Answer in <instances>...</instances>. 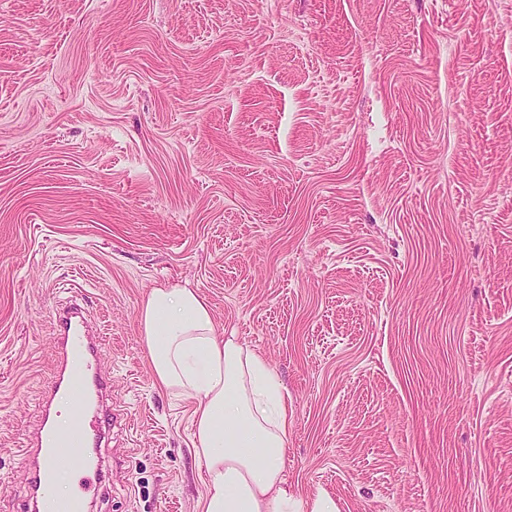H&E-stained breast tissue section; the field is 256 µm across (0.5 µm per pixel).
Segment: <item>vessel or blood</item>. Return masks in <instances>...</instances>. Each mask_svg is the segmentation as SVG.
Wrapping results in <instances>:
<instances>
[{
	"label": "vessel or blood",
	"instance_id": "vessel-or-blood-1",
	"mask_svg": "<svg viewBox=\"0 0 512 512\" xmlns=\"http://www.w3.org/2000/svg\"><path fill=\"white\" fill-rule=\"evenodd\" d=\"M83 324L82 312L74 304L64 308L56 319L55 381L42 400V418L27 450L32 459L28 512H36L39 499L51 494L56 469L75 473L91 469L90 449L100 446L113 422L109 408L91 404L89 399L90 392L105 391L107 382L99 370L97 345ZM61 398L72 408L65 416L52 412L55 401Z\"/></svg>",
	"mask_w": 512,
	"mask_h": 512
}]
</instances>
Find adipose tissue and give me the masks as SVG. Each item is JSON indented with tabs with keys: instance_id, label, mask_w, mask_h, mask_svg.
<instances>
[{
	"instance_id": "ef3b65f1",
	"label": "adipose tissue",
	"mask_w": 512,
	"mask_h": 512,
	"mask_svg": "<svg viewBox=\"0 0 512 512\" xmlns=\"http://www.w3.org/2000/svg\"><path fill=\"white\" fill-rule=\"evenodd\" d=\"M139 326L158 383L196 401L202 512H306L286 477L292 415L274 371L189 288L151 289Z\"/></svg>"
}]
</instances>
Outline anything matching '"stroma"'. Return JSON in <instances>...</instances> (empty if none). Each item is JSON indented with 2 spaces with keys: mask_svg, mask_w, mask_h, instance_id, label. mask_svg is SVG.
<instances>
[{
  "mask_svg": "<svg viewBox=\"0 0 512 512\" xmlns=\"http://www.w3.org/2000/svg\"><path fill=\"white\" fill-rule=\"evenodd\" d=\"M293 410L338 512H512V0H0V512L83 299L118 422L87 512H200L154 287Z\"/></svg>",
  "mask_w": 512,
  "mask_h": 512,
  "instance_id": "1",
  "label": "stroma"
}]
</instances>
